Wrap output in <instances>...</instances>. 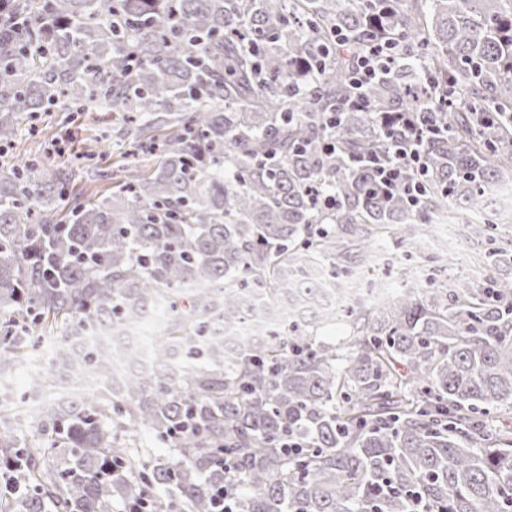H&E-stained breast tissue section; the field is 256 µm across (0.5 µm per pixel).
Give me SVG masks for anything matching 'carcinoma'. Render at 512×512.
Segmentation results:
<instances>
[{
    "mask_svg": "<svg viewBox=\"0 0 512 512\" xmlns=\"http://www.w3.org/2000/svg\"><path fill=\"white\" fill-rule=\"evenodd\" d=\"M375 45L391 72L356 90ZM92 108L127 117L112 194L4 161L23 119ZM424 115L414 204L377 167ZM508 168L512 0H0V381L30 379L0 390V512H213L221 486L237 512H512V431L488 420L512 407L511 287L295 313L353 271L339 235L420 250L452 214L483 242ZM156 309L153 369L124 345L117 380L112 346L67 343ZM266 311L252 346L214 342ZM87 374L23 428L18 404Z\"/></svg>",
    "mask_w": 512,
    "mask_h": 512,
    "instance_id": "1",
    "label": "carcinoma"
}]
</instances>
